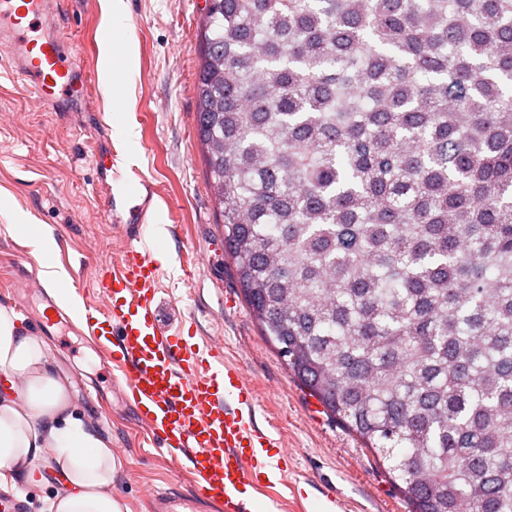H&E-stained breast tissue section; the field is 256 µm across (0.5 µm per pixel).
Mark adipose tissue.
<instances>
[{
  "label": "adipose tissue",
  "instance_id": "obj_1",
  "mask_svg": "<svg viewBox=\"0 0 512 512\" xmlns=\"http://www.w3.org/2000/svg\"><path fill=\"white\" fill-rule=\"evenodd\" d=\"M8 230L28 239L42 283L68 306L66 274L50 260L51 232L30 224ZM115 468L108 441L77 412L66 381L55 375L46 343L24 329L13 309L0 307V491L42 484L50 469L65 490L49 500L48 512H129L112 491Z\"/></svg>",
  "mask_w": 512,
  "mask_h": 512
}]
</instances>
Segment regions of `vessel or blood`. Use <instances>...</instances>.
Masks as SVG:
<instances>
[{
    "label": "vessel or blood",
    "mask_w": 512,
    "mask_h": 512,
    "mask_svg": "<svg viewBox=\"0 0 512 512\" xmlns=\"http://www.w3.org/2000/svg\"><path fill=\"white\" fill-rule=\"evenodd\" d=\"M54 9L53 0H0V40L10 43L43 103L62 112L84 74L66 61L64 38L50 23ZM94 164L113 175L112 213H124L130 224L149 223L151 185L122 173L115 152L95 155ZM99 295L103 310L91 328L114 337L113 369L137 417L171 460L189 456L195 481L220 512H244V494L269 486L281 453L253 420L252 382L225 361L222 341H192L178 315H166L160 270L141 235L103 272ZM151 501L155 512L197 509L187 497L157 493Z\"/></svg>",
    "instance_id": "1"
}]
</instances>
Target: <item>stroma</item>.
<instances>
[{
  "label": "stroma",
  "instance_id": "1",
  "mask_svg": "<svg viewBox=\"0 0 512 512\" xmlns=\"http://www.w3.org/2000/svg\"><path fill=\"white\" fill-rule=\"evenodd\" d=\"M59 2L70 53L86 71H101L102 0ZM125 3L119 34L132 43L135 74L124 117L138 132L137 151L116 139L112 109L96 107L89 92L81 93L77 112L45 106L2 49L0 197L27 213L29 223L51 229L57 245L51 260L66 271L77 307L99 305V272L119 260L126 239L107 211V185L92 157L115 148L157 193L155 228L146 241L151 252L167 255L161 265L165 300L190 321L192 335L223 339L228 362L255 384L258 423L278 429L288 453L279 487L285 512H322V495L329 490L347 512H410L376 454L290 377L244 300L225 252L197 134L198 31L206 0ZM8 222L0 214V306L14 309L29 328L43 312L47 292L36 283L16 289V281L36 274L39 266L26 241L7 231ZM40 336L79 412L111 440L112 491L130 512H151L153 491L191 493L187 462H173L156 450L149 430L122 399L111 352L85 323L69 315Z\"/></svg>",
  "mask_w": 512,
  "mask_h": 512
}]
</instances>
